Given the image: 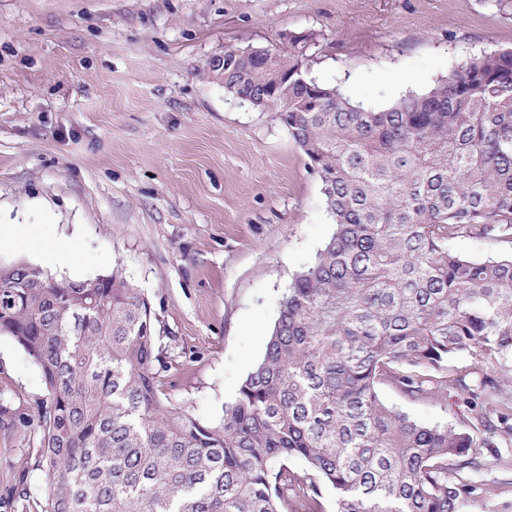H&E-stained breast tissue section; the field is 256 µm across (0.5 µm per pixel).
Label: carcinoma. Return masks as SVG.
Wrapping results in <instances>:
<instances>
[{
  "mask_svg": "<svg viewBox=\"0 0 512 512\" xmlns=\"http://www.w3.org/2000/svg\"><path fill=\"white\" fill-rule=\"evenodd\" d=\"M317 39L224 50V89L276 114L334 225L296 272L262 359L214 422L168 406L151 304L119 270L74 280L0 267V332L40 367L48 400L14 512H459L475 448L512 438V49L468 58L424 92L368 108L312 76ZM469 354L499 377L451 372ZM479 399L465 427L428 426L380 396ZM308 470L296 473L295 460ZM452 248L474 258H483L494 253L510 252L512 244L496 242L487 238L471 237L452 242Z\"/></svg>",
  "mask_w": 512,
  "mask_h": 512,
  "instance_id": "1",
  "label": "carcinoma"
}]
</instances>
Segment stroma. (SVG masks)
Returning <instances> with one entry per match:
<instances>
[{
  "label": "stroma",
  "mask_w": 512,
  "mask_h": 512,
  "mask_svg": "<svg viewBox=\"0 0 512 512\" xmlns=\"http://www.w3.org/2000/svg\"><path fill=\"white\" fill-rule=\"evenodd\" d=\"M313 31V74L382 107L423 91L470 55L512 48V0H0V225L72 242L56 277L120 267L149 299L171 364L169 405L209 421L262 358L295 272L330 237L319 179L274 113L214 72L229 47ZM40 368L0 333V512L35 467ZM382 399L427 425L459 426L469 396ZM461 512H512V443L476 451Z\"/></svg>",
  "instance_id": "stroma-1"
}]
</instances>
